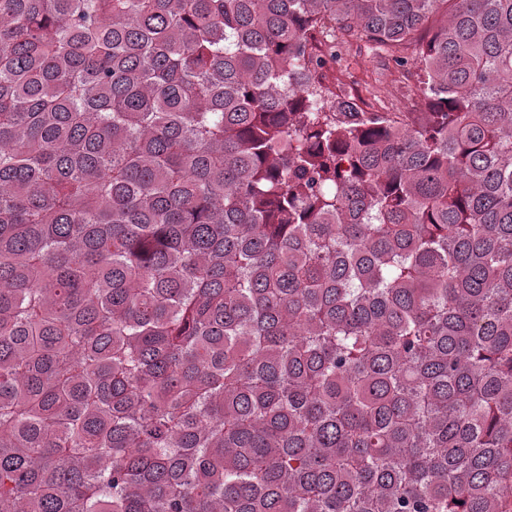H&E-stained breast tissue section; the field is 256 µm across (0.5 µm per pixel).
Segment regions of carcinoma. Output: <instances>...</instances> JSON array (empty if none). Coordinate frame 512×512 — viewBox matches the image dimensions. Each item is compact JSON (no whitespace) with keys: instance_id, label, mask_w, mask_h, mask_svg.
Returning <instances> with one entry per match:
<instances>
[{"instance_id":"cac0c4a2","label":"carcinoma","mask_w":512,"mask_h":512,"mask_svg":"<svg viewBox=\"0 0 512 512\" xmlns=\"http://www.w3.org/2000/svg\"><path fill=\"white\" fill-rule=\"evenodd\" d=\"M0 512H512V0H0ZM336 65L326 70L325 83L338 89L366 112H412L416 96V69L400 71L392 59L375 51L356 35L336 30Z\"/></svg>"}]
</instances>
